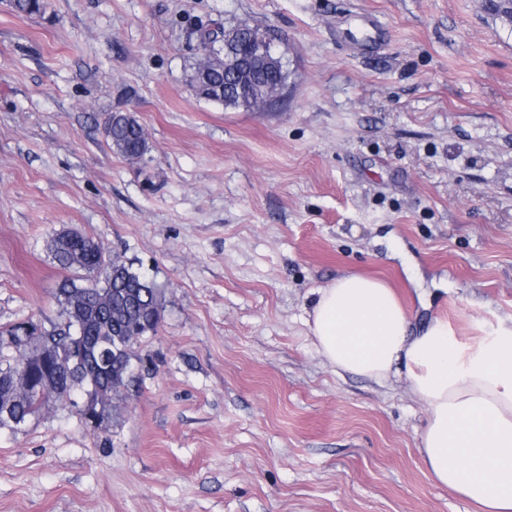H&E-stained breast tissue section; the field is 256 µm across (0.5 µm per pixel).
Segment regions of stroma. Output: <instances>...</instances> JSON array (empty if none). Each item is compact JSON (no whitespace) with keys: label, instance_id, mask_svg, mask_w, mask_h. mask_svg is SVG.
Instances as JSON below:
<instances>
[{"label":"stroma","instance_id":"stroma-1","mask_svg":"<svg viewBox=\"0 0 512 512\" xmlns=\"http://www.w3.org/2000/svg\"><path fill=\"white\" fill-rule=\"evenodd\" d=\"M491 2L0 0V326L61 322L64 229L165 290L121 417L56 403L0 433V512H479L423 468L406 380L336 374L306 319L351 272L415 325L512 327V23ZM197 22L272 34L284 100L197 97ZM112 112L145 128L141 160L107 145Z\"/></svg>","mask_w":512,"mask_h":512}]
</instances>
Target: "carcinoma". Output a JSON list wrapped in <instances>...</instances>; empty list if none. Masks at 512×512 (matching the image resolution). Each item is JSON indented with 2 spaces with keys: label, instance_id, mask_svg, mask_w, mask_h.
<instances>
[{
  "label": "carcinoma",
  "instance_id": "obj_1",
  "mask_svg": "<svg viewBox=\"0 0 512 512\" xmlns=\"http://www.w3.org/2000/svg\"><path fill=\"white\" fill-rule=\"evenodd\" d=\"M46 8V0H15L14 9L21 15H36ZM209 83L199 84L189 78L193 91L201 98L223 91L224 107L251 110L266 94L265 83L285 81V65L274 71L257 62L247 71L236 74L224 71L222 64H210ZM105 140L110 149L128 159H141L148 152L145 129L130 113L114 112L104 123ZM49 250L55 262L67 270L84 272V283L64 282L55 294L64 320L48 330L29 319L0 331V367L7 364L22 371L32 382L33 393L20 398L13 406L12 417L24 422L40 415L44 401L38 387L46 372L55 371L54 363L30 367L28 345L42 344L65 348L72 338L73 319L80 316L90 326L88 352L68 371L60 372L59 387L63 393H77L92 384L106 383L115 393L131 386L134 346L157 333L161 320L165 291L154 280L120 256L106 253L92 236L70 237L61 232L53 235ZM106 350L101 362L99 351Z\"/></svg>",
  "mask_w": 512,
  "mask_h": 512
}]
</instances>
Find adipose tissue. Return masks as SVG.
<instances>
[{
  "label": "adipose tissue",
  "mask_w": 512,
  "mask_h": 512,
  "mask_svg": "<svg viewBox=\"0 0 512 512\" xmlns=\"http://www.w3.org/2000/svg\"><path fill=\"white\" fill-rule=\"evenodd\" d=\"M306 323L337 373L405 377L429 411L419 452L436 483L512 512V328L472 342L440 318L413 329L391 288L356 273L318 288Z\"/></svg>",
  "instance_id": "adipose-tissue-1"
}]
</instances>
